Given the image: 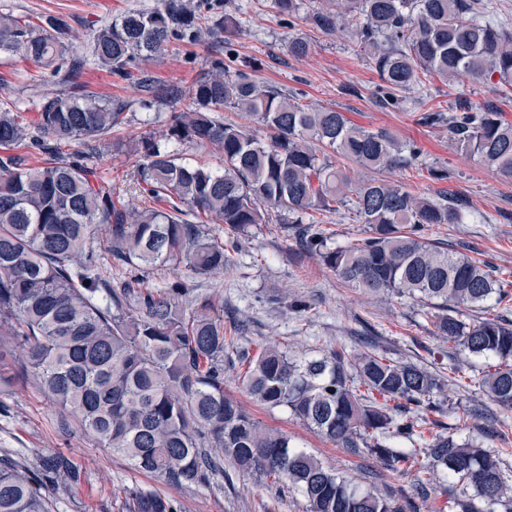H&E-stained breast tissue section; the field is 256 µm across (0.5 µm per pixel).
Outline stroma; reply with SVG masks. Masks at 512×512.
Here are the masks:
<instances>
[{"mask_svg": "<svg viewBox=\"0 0 512 512\" xmlns=\"http://www.w3.org/2000/svg\"><path fill=\"white\" fill-rule=\"evenodd\" d=\"M250 22L233 39L240 58L258 60L260 80L296 94L301 103L333 107L354 123L385 128L399 138L418 143L425 164L398 173L397 178L415 193L445 188L464 197L471 215L464 224H429L425 237L488 263L512 283V178L487 170L448 147V133L416 124L409 113L382 109L373 96L378 74L355 51L351 32L322 33L306 22L294 28L281 24L270 0H249ZM156 0H0V13H11L39 23L50 18L65 20L77 45L89 38L88 22L109 23L123 13L153 7ZM311 39L308 57L288 53V38ZM207 44L171 45L145 61V68L161 83L189 87L210 71ZM77 82L102 98L136 100L133 82L121 81L108 72L90 67ZM68 89L60 77L38 69L21 55H0V108L36 116V104L46 94ZM434 104L445 106L466 96L500 107L512 121V91L496 84L461 80L433 87ZM170 108L149 112L133 109L128 123L109 140L95 144L92 165L110 181L113 197L127 206L139 205L141 196L130 179L134 160L115 149L118 141H132L161 134ZM447 167L454 177L437 183L429 168ZM196 292L212 296L225 316L241 325L233 347L224 353V392L236 398L262 424L288 433L292 441L319 457L355 483L382 495L408 490L411 477H398L382 469L369 455L358 456L322 439L296 420L288 409H269L255 403L242 389L234 367L239 348L257 350L264 345L287 347L290 354L318 358L333 352L353 355L375 350L402 362H413L446 378L442 426L457 429L483 447L496 449L506 475H512V429L501 427L507 412L492 402L476 384L479 372L494 362L490 356H472L432 333L426 308L411 297H373L343 285L315 256L299 249L293 236L280 224H260L241 237L235 266L224 274L192 282ZM310 304L305 315L290 308L293 300ZM461 369L449 374L450 360ZM61 452L82 471L78 485L50 492L53 512H127L130 490L156 492L175 499L179 512H306L298 493L259 483L254 477L225 466L209 485L176 491L160 478L141 472L124 456L100 447L86 435L72 416L55 407L33 384L24 382L22 369L12 356L0 359V457L10 456L35 469L47 454Z\"/></svg>", "mask_w": 512, "mask_h": 512, "instance_id": "35a3bbf8", "label": "stroma"}]
</instances>
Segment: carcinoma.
<instances>
[{"mask_svg":"<svg viewBox=\"0 0 512 512\" xmlns=\"http://www.w3.org/2000/svg\"><path fill=\"white\" fill-rule=\"evenodd\" d=\"M288 26L305 20L333 33L352 24L356 47L378 73L380 106L413 112L423 126L448 130L450 148L512 177V122L496 106L461 100L445 112H423L434 80L462 79L512 87V33L490 17L488 0H272ZM244 7L224 13L222 0H158L92 30L88 52L66 43L67 24L49 28L0 14V54L21 53L39 67L65 72L69 90L45 96L36 120L0 111V338L51 402L78 419L103 448L129 457L173 489L201 487L224 463L242 473L285 482L307 512H418L410 500L383 497L325 467L287 434L256 421L224 394V351L232 336L208 295L188 281L143 287L158 267H185L192 277L234 265L239 237L278 221L294 229L304 250L351 288L376 296H409L432 310L433 333L474 356L498 363L478 386L512 409V319H462L512 300L487 264L421 234L427 224H463L467 206L445 190L410 191L396 179L353 182L344 159L371 171L423 164L413 141L367 129L333 108L313 109L281 87L257 79L230 36L243 31ZM214 44L212 73L188 90L160 83L143 62L172 42ZM311 43L288 38V53L304 58ZM92 64L133 80L138 103L176 105L162 138L118 143L136 157L134 179L147 202L127 207L112 197L82 152L63 151L112 134L128 122L131 103L101 100L72 76ZM250 124L224 121L222 111ZM267 133L262 140L255 128ZM214 147L224 170L184 163L169 144ZM43 159L27 163V152ZM356 215L368 235L336 247L314 213ZM224 225L227 237L210 224ZM140 275L112 284L104 254ZM239 378L250 397L287 407L314 432L354 454H369L398 477L414 475L413 497L437 495L440 478L460 512H512V482L501 457L474 439L433 433L421 448L394 441L424 438L442 413L430 397L444 390L437 375L411 362L362 351L297 362L288 349L239 351ZM410 404L404 412L389 402ZM29 475L0 458V512H51L43 489L69 487L80 469L53 453ZM133 512H175L154 492L136 491Z\"/></svg>","mask_w":512,"mask_h":512,"instance_id":"1","label":"carcinoma"}]
</instances>
